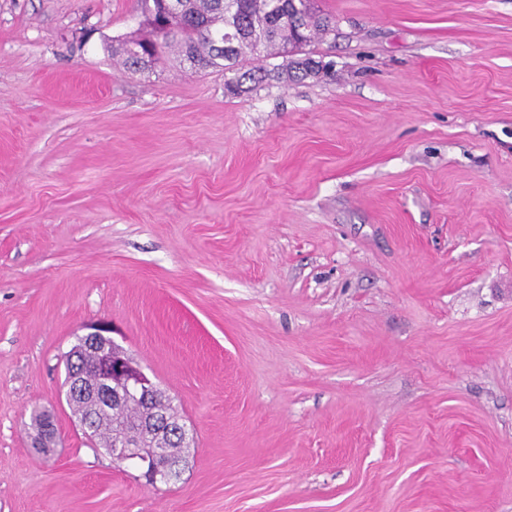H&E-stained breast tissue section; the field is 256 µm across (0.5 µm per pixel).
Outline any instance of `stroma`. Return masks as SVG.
<instances>
[{"instance_id": "1", "label": "stroma", "mask_w": 512, "mask_h": 512, "mask_svg": "<svg viewBox=\"0 0 512 512\" xmlns=\"http://www.w3.org/2000/svg\"><path fill=\"white\" fill-rule=\"evenodd\" d=\"M315 7L323 70L234 96L117 62L142 0H0V512H512V0ZM97 321L170 483L65 402Z\"/></svg>"}]
</instances>
